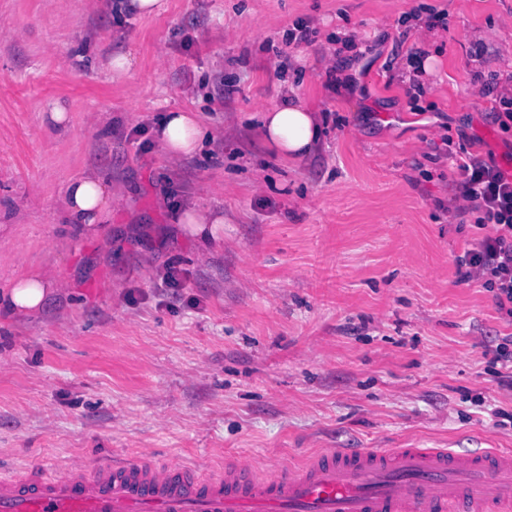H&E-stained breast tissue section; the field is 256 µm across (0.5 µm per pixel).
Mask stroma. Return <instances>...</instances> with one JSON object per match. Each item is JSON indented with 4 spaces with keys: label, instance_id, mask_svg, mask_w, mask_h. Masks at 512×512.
I'll list each match as a JSON object with an SVG mask.
<instances>
[{
    "label": "stroma",
    "instance_id": "1",
    "mask_svg": "<svg viewBox=\"0 0 512 512\" xmlns=\"http://www.w3.org/2000/svg\"><path fill=\"white\" fill-rule=\"evenodd\" d=\"M288 93L323 127L302 160L257 121ZM503 96L512 0H0V293L33 268L61 285L0 321V473L512 448V317L459 279L483 218L457 220L450 159L512 173ZM173 109L208 131L177 163L153 136ZM89 168L121 195L93 235L62 210ZM190 202L224 210L207 248L174 222Z\"/></svg>",
    "mask_w": 512,
    "mask_h": 512
}]
</instances>
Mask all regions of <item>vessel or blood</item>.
<instances>
[{
    "instance_id": "b4317fda",
    "label": "vessel or blood",
    "mask_w": 512,
    "mask_h": 512,
    "mask_svg": "<svg viewBox=\"0 0 512 512\" xmlns=\"http://www.w3.org/2000/svg\"><path fill=\"white\" fill-rule=\"evenodd\" d=\"M0 512H512V450L325 448L261 473L205 477L145 460L0 477Z\"/></svg>"
}]
</instances>
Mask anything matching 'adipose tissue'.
<instances>
[{
    "label": "adipose tissue",
    "instance_id": "1",
    "mask_svg": "<svg viewBox=\"0 0 512 512\" xmlns=\"http://www.w3.org/2000/svg\"><path fill=\"white\" fill-rule=\"evenodd\" d=\"M261 127L266 141L282 157L294 160L309 156L321 140L322 127L313 109L302 99L287 95L281 103L261 112ZM206 131L196 113L176 109L165 114L155 130V138L170 162H178L199 149ZM119 195L110 182L93 172L71 179L64 194L67 223L82 225L88 232L111 212ZM176 223L207 247L224 229L223 212L185 205L176 215ZM60 290L50 274L37 271L20 277L14 286L0 295V316H32Z\"/></svg>",
    "mask_w": 512,
    "mask_h": 512
}]
</instances>
